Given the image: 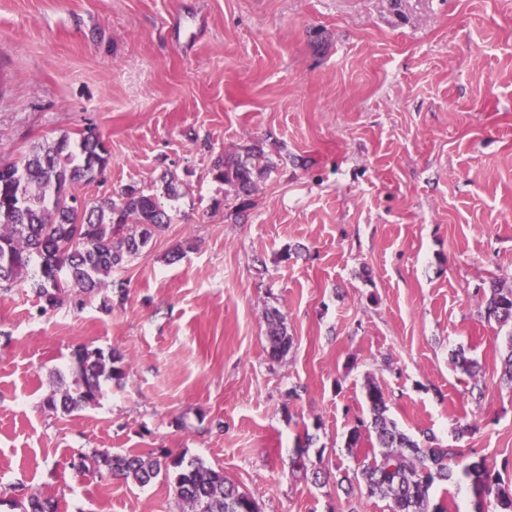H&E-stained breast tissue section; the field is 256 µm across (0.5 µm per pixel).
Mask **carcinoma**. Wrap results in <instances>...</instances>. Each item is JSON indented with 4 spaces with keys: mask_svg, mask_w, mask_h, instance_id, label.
<instances>
[{
    "mask_svg": "<svg viewBox=\"0 0 512 512\" xmlns=\"http://www.w3.org/2000/svg\"><path fill=\"white\" fill-rule=\"evenodd\" d=\"M263 150L247 148L246 158L226 155L214 162L215 177L230 188L235 198L247 199L271 171L260 163ZM109 152L99 135L89 129L79 141L63 136L34 146L22 157L0 161V293L29 282L31 270L38 278L32 292L42 312L68 303L83 309L87 297L112 287V273L137 258L155 234L172 222L164 203L155 193L129 184L113 197L94 203L79 202L71 193L77 182H92L105 170ZM485 318L512 325V288L493 281L485 299ZM267 341L273 358L285 356L293 337L285 316L267 311ZM71 382L53 390L45 405L55 412L71 414L95 405L102 396V383L126 377L122 356L114 350L79 347L71 360ZM371 413L368 422H358L346 447L370 445L371 453L360 463V476L368 495L389 501L390 512H446L431 504L437 482L453 479L448 459L455 448L432 444L433 437L417 440L399 430L387 415L384 390L370 383L365 392ZM313 436L304 433L291 461V472L312 477L324 485L330 473L308 469V451ZM77 473L119 478L140 487L159 475L173 480L180 512H259L257 502L224 475L199 459L185 461L168 453L145 457L136 452L94 449L78 453ZM477 504L489 501L495 512H512V486L504 484L485 459L463 467ZM20 512H58L57 500L31 493L17 502Z\"/></svg>",
    "mask_w": 512,
    "mask_h": 512,
    "instance_id": "cac0c4a2",
    "label": "carcinoma"
}]
</instances>
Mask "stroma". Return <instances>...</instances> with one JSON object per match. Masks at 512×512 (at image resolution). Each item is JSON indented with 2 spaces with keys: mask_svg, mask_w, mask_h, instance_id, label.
Here are the masks:
<instances>
[{
  "mask_svg": "<svg viewBox=\"0 0 512 512\" xmlns=\"http://www.w3.org/2000/svg\"><path fill=\"white\" fill-rule=\"evenodd\" d=\"M90 128L109 163L76 196L157 193L167 170L180 195L113 273L111 310L0 294V512L32 491L59 512H180L165 477L79 476L80 449L202 459L260 512H390L345 446L371 382L398 429L512 484V328L483 316L490 282L512 287V0H0V159ZM257 140L276 167L237 218L211 168ZM80 346L126 376L51 412ZM306 432L326 486L291 473ZM431 498L494 510L458 473ZM285 316L278 310L267 311V341L272 358H281L291 349L293 338L288 333Z\"/></svg>",
  "mask_w": 512,
  "mask_h": 512,
  "instance_id": "stroma-1",
  "label": "stroma"
}]
</instances>
